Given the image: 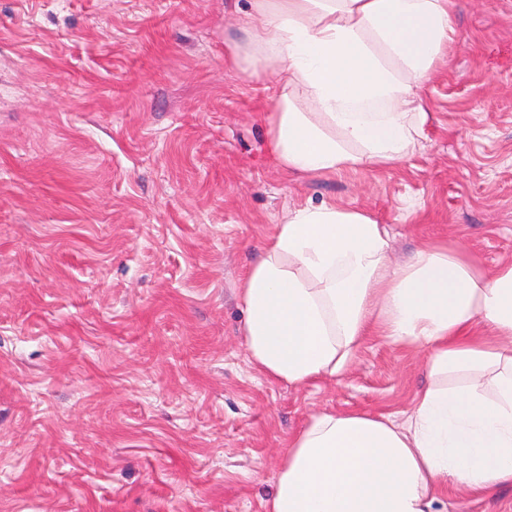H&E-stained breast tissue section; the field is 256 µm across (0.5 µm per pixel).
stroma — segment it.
<instances>
[{
    "mask_svg": "<svg viewBox=\"0 0 512 512\" xmlns=\"http://www.w3.org/2000/svg\"><path fill=\"white\" fill-rule=\"evenodd\" d=\"M248 0H0V512H264L320 410H409L423 349L367 336L302 386L251 363L238 287L274 225L370 213L512 262V0H457L422 149L295 176L266 148L275 74L224 48ZM512 512V483L448 493Z\"/></svg>",
    "mask_w": 512,
    "mask_h": 512,
    "instance_id": "stroma-1",
    "label": "stroma"
}]
</instances>
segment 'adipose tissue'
I'll return each mask as SVG.
<instances>
[{
    "mask_svg": "<svg viewBox=\"0 0 512 512\" xmlns=\"http://www.w3.org/2000/svg\"><path fill=\"white\" fill-rule=\"evenodd\" d=\"M262 28L233 61L274 65L276 164L298 174L383 168L413 154L418 98L450 39L453 0H250ZM321 115L317 125L311 114ZM364 212L306 206L275 225L240 288L252 363L305 385L345 373L370 332L428 351L403 421L311 414L288 443L265 512H440L438 488L512 482V263L485 269L452 241L404 263Z\"/></svg>",
    "mask_w": 512,
    "mask_h": 512,
    "instance_id": "obj_1",
    "label": "adipose tissue"
}]
</instances>
